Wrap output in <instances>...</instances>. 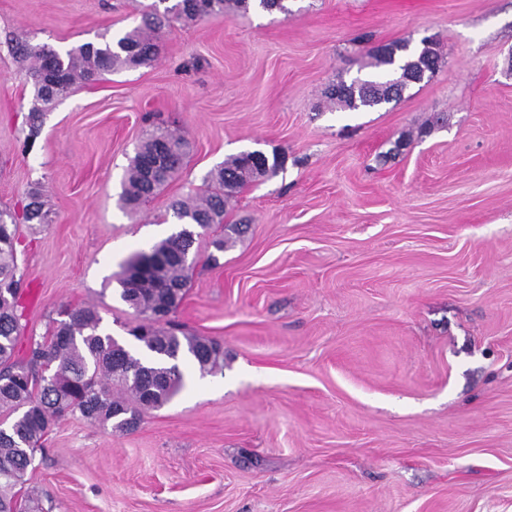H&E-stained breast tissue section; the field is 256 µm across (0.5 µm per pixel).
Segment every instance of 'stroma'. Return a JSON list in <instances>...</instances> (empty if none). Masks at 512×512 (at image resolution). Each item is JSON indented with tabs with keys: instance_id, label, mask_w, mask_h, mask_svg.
I'll list each match as a JSON object with an SVG mask.
<instances>
[{
	"instance_id": "35a3bbf8",
	"label": "stroma",
	"mask_w": 512,
	"mask_h": 512,
	"mask_svg": "<svg viewBox=\"0 0 512 512\" xmlns=\"http://www.w3.org/2000/svg\"><path fill=\"white\" fill-rule=\"evenodd\" d=\"M154 0H0V209L19 222L18 351L62 310L96 306L121 344V263L175 225L171 200L225 158L278 167L242 189L173 320L224 347L119 433L79 416L28 473L53 512H512V0H289L177 22L155 61L80 86L31 131L9 41L71 49ZM437 40L441 64L398 104L329 108L367 52ZM187 163L137 210L122 180L155 124ZM244 235L223 252L224 224Z\"/></svg>"
}]
</instances>
